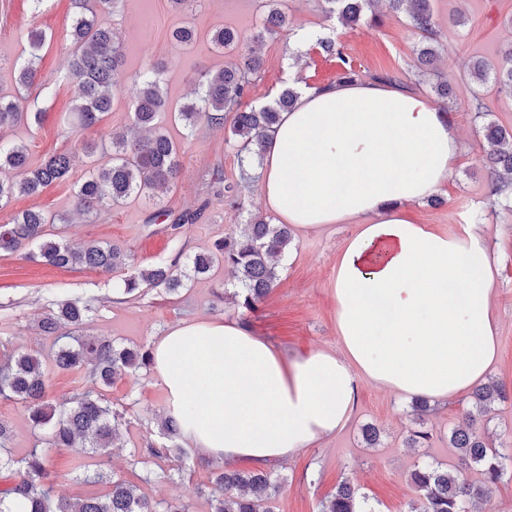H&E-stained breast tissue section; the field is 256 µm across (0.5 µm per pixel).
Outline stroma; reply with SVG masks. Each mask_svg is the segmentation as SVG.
<instances>
[{
    "label": "stroma",
    "mask_w": 512,
    "mask_h": 512,
    "mask_svg": "<svg viewBox=\"0 0 512 512\" xmlns=\"http://www.w3.org/2000/svg\"><path fill=\"white\" fill-rule=\"evenodd\" d=\"M434 16L443 33L441 55L436 69L418 75L416 53L420 42L410 28L405 12L388 9L379 0L376 26L361 23L343 25L325 11L323 0H283L288 16L289 35L252 40L267 10L266 0H199L189 12L174 10L170 0H126L124 7L101 15L103 25L119 29L123 64L119 80L123 94L115 100L111 113L97 126L76 133L65 120L72 100L65 77L69 69L70 46L63 35L75 15L73 0H46L39 16H32L29 0H0V94L17 95L12 65L27 54L22 35L29 21H37L54 39L43 51L40 67L43 90H30L37 99L41 119L25 118L4 134L5 139L25 142L31 148L30 163L69 148L75 136L100 140L108 131L129 122L128 104L137 92L133 77L150 65L163 62L164 79L172 101H182L194 88L200 69L223 68L226 57L211 46L208 33L229 26L242 35L238 55L259 52L264 70L244 103L257 106L270 101L282 85L309 88L335 81L337 62L320 56L316 39L337 38L355 65L361 80L389 72L398 75L406 91L426 97L436 106L446 107L460 134L461 155L454 174L435 194L434 201L422 200L404 205L405 217L415 224H427L442 233L460 232L462 225H477L497 261L498 275L493 287L494 310L499 318V356L489 375L493 381L512 390V201L490 197L489 173L483 161L484 122L491 121L512 129V97L485 86L482 98L487 118H477L472 108L470 70L476 59L498 61L512 49V0H434ZM189 25L197 38L187 47L169 39L172 29ZM445 83L454 90L452 99L438 97L435 87ZM169 135L181 142V172L175 185L162 196V204L172 211L209 206L197 224L179 238H172L163 225H146L153 208L144 200L131 199L96 217L72 213L74 187L87 171L86 159L74 154L69 178L46 188L34 197L15 198L6 214L35 209L50 215H66V224L47 225L52 238L72 243L109 242L130 253L132 268L172 260L176 254L191 256L207 251L213 241L239 236L248 219L260 215L278 223L261 193L263 165L243 156L237 147L224 141L220 129L199 126L191 138L184 129L169 126ZM221 171L225 182L239 181L242 174L252 178L244 195L243 209L231 207L223 198L211 196L213 171ZM356 224H330L318 231H293L288 252L279 261V278L255 309L234 304L231 293L238 284L223 267H215L174 295L148 291L139 297L119 292L125 274L90 269H59L14 255H0V346L50 352L53 341L36 328L41 314L61 299L93 300L95 308L81 327V334L104 335L128 346L151 345L155 337L184 320L220 321L238 318L255 335L275 345L284 358L292 359L315 350L339 348L336 331V301L332 293L336 260L343 241L355 233ZM105 394L117 406H125L129 424L123 438L112 450L102 470L122 476L138 494L152 501L179 500L189 512H209L208 495L203 488L209 480L208 468L199 464V450L188 449L183 460L163 461V469L182 467V474L145 480L153 461L138 463L134 452L159 438V419L168 395L152 373L117 379ZM423 416L432 437L428 447L408 448L404 441L415 420L410 402L389 390L358 381L349 419L336 435L319 441L296 455L273 465L283 483L271 504L273 512H319L320 503L333 493L338 483L350 480L367 496L375 512H406L417 493L411 472L424 464L453 468L458 453L448 445L453 428L468 420V398L434 400ZM0 420L12 429L8 448L0 456L20 458L38 447L34 430L23 404L0 398ZM380 432L375 447H367L362 437L365 426ZM476 426L512 456V400L495 403L492 410L478 417ZM84 449L70 448L55 453L51 485L59 497L77 498L102 493L99 484L77 481L74 463L87 462Z\"/></svg>",
    "instance_id": "stroma-1"
}]
</instances>
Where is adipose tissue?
<instances>
[{
    "instance_id": "adipose-tissue-1",
    "label": "adipose tissue",
    "mask_w": 512,
    "mask_h": 512,
    "mask_svg": "<svg viewBox=\"0 0 512 512\" xmlns=\"http://www.w3.org/2000/svg\"><path fill=\"white\" fill-rule=\"evenodd\" d=\"M460 155L449 115L372 82L303 90L266 149L267 207L316 231L357 223L332 283L340 349L289 361L237 319L182 321L153 344L154 377L184 438L226 467H265L345 424L358 380L402 398L453 399L499 353L496 265L485 239L409 222Z\"/></svg>"
}]
</instances>
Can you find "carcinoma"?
<instances>
[{
	"label": "carcinoma",
	"instance_id": "carcinoma-1",
	"mask_svg": "<svg viewBox=\"0 0 512 512\" xmlns=\"http://www.w3.org/2000/svg\"><path fill=\"white\" fill-rule=\"evenodd\" d=\"M269 2L273 7L263 18L254 35L256 39L288 31L285 13L274 6L278 0ZM325 2L330 14L339 15L344 25L352 27L365 20L377 0ZM75 3L80 11L64 35V40L72 47L68 81L73 84L74 96L69 118L73 127L84 130L97 125L112 112L119 92L121 43L115 30L99 23L98 15L115 11L120 0H75ZM388 4L394 11L408 6L410 25L422 38L418 62L425 68L433 67L439 58L441 42L431 0H388ZM25 38L27 56L15 65V83L22 90L35 84L41 52L52 41V37L34 23L26 29ZM209 39L221 54L236 51L241 41L239 33L227 26L212 29ZM317 43L326 57L341 63L337 82L356 79L357 71L346 58L340 42L326 37L317 39ZM263 65V59L252 54L215 72L200 71L195 95L173 110L174 120L182 123L189 133L202 123L221 129L227 125L240 150L261 158L270 136L276 131L280 113L290 111L298 98L296 89L286 86L264 105L241 107L250 92L253 76L261 72ZM470 75L478 87L491 83L498 92L512 97V48L496 64L478 60ZM135 82L137 93L130 102L129 116L133 126L147 135L129 136L109 131L112 162L108 165H99L97 146L80 137L72 142L70 149L45 157L33 170L29 169L27 145L0 144V171L7 169L20 175L18 179L0 176V210L16 197L38 195L46 187L68 179L72 153L81 150L87 155L88 170L75 188V207L79 213L92 216L131 198H144L157 206L147 223H166V230L174 238L197 223L208 201L176 214L160 208L161 200L155 198L157 190L172 187L179 176V147L157 122L158 115L168 109L162 73L150 69L138 74ZM23 116L19 100L0 97V130L13 127ZM484 139L490 172L489 196L512 195V133L490 122L484 125ZM211 193L241 207V185L226 186L220 175L212 179ZM57 221L66 223L68 218L32 209L11 215L0 224V251L15 253L32 247L34 251L29 253L32 260L56 268L82 266L113 272L129 265L128 256L112 245L73 244L46 237V225ZM291 242L288 225L252 217L244 236L219 238L210 250L195 254L186 264L177 256L168 263L137 269L123 279V292L130 295L150 288L176 294L214 265L222 264L240 283L241 292L233 297H242V306L252 309L278 278L279 260ZM91 310L92 304L88 301L60 300L38 320L37 328L45 337H61L63 327L83 325ZM48 360L61 371H89L103 388L123 375L147 371L153 364L150 348L120 346L108 336H84L75 346H58L47 358L38 350L1 354L0 396L24 404L44 448L34 449L17 460L0 458V473L10 481L9 486L0 489V512H10L9 503L16 497L27 501L29 512H187V505L181 502L161 505L137 495L129 483L113 472L99 471L94 475V481L107 485L103 494L74 499L54 496L48 483L50 453L71 448L80 441L91 458L102 460L110 456L122 428L127 425V410L113 406L102 393L91 391L77 394L71 406L56 409L47 400ZM506 397L504 387L488 382L474 388L469 401L473 409L483 414ZM159 427L167 443L158 446L151 442L143 453L157 460L183 455L185 449L175 444L181 435L178 416L168 412L161 418ZM449 444L457 449L459 466L453 470L430 464L416 468L411 480L419 496L408 504V512H476L472 505L483 499L485 485L502 479L506 456L496 450L495 443L474 423L452 429ZM474 469L483 477L480 485L468 479L467 472ZM278 489L279 481L270 471L221 467L211 480V512H271L270 503ZM321 512L374 510L368 508L367 498L346 480L322 503Z\"/></svg>",
	"mask_w": 512,
	"mask_h": 512
}]
</instances>
